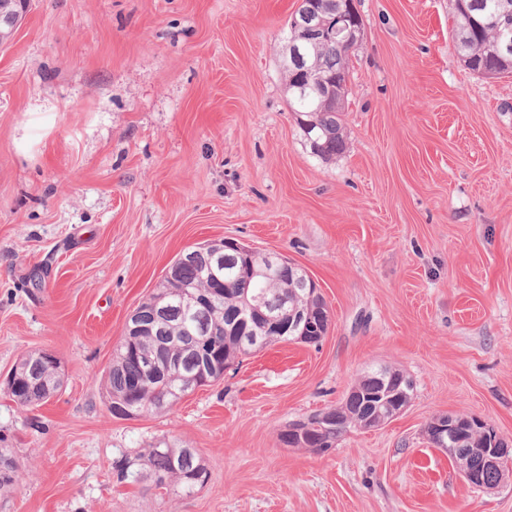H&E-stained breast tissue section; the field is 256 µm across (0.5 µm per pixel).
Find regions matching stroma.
Wrapping results in <instances>:
<instances>
[{
  "label": "stroma",
  "instance_id": "35a3bbf8",
  "mask_svg": "<svg viewBox=\"0 0 512 512\" xmlns=\"http://www.w3.org/2000/svg\"><path fill=\"white\" fill-rule=\"evenodd\" d=\"M299 4L34 0L0 46V379L37 349L64 377L35 408L0 391L19 462L0 512H512V482L472 487L424 434L464 414L512 442V76L463 65L448 0H358L347 148L319 159L281 69ZM221 239L303 267L326 335L113 417L130 314ZM381 366L415 383L403 414L323 453L281 442ZM164 442L198 449L202 489L113 479Z\"/></svg>",
  "mask_w": 512,
  "mask_h": 512
}]
</instances>
